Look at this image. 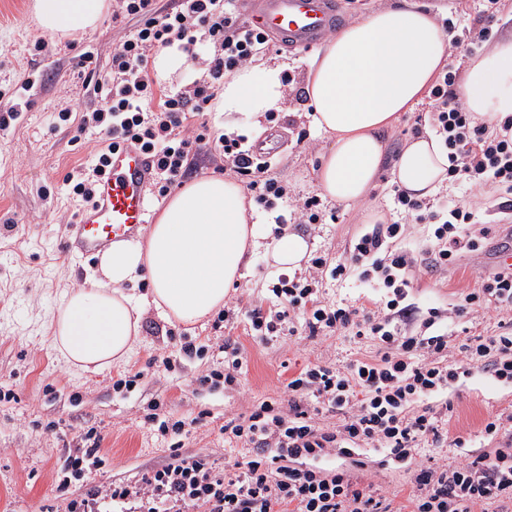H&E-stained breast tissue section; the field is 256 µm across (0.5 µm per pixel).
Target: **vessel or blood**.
<instances>
[{"mask_svg":"<svg viewBox=\"0 0 512 512\" xmlns=\"http://www.w3.org/2000/svg\"><path fill=\"white\" fill-rule=\"evenodd\" d=\"M249 21L288 43L310 50L320 46L342 20L336 0H241ZM155 177L147 156L132 145L112 152L94 201L76 215L61 245L66 254L89 257L113 243L135 237L148 222L147 189Z\"/></svg>","mask_w":512,"mask_h":512,"instance_id":"b4317fda","label":"vessel or blood"}]
</instances>
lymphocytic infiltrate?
Returning <instances> with one entry per match:
<instances>
[{"label":"lymphocytic infiltrate","instance_id":"f902f5d3","mask_svg":"<svg viewBox=\"0 0 512 512\" xmlns=\"http://www.w3.org/2000/svg\"><path fill=\"white\" fill-rule=\"evenodd\" d=\"M118 2L121 14L136 18L138 26L113 50L105 78L87 73L83 88L97 108L77 119L66 107L56 117L57 126L73 124L78 132L108 141L88 175L67 176L72 194L91 203L110 150L124 144L151 158L153 186L161 196L205 150L247 177L258 205L282 204L301 224L322 221L317 198L290 195L287 181L269 177L268 165L251 161L245 136L213 137L188 124L191 114L211 108L213 82L267 50L268 36L240 22L234 0H171L165 10L158 0ZM173 44L193 56L209 54L208 77L192 90L156 89L149 73L150 50ZM456 75L450 68L439 74L431 108L417 120L447 148L449 180L489 188L500 198L501 212H512V116L493 126L476 122L451 91ZM394 199L407 221L430 224L423 255L406 246L405 224H376L352 241L346 262L320 255L312 260L313 276L295 281L280 275L271 288V306L245 310L235 303L218 316L225 323L245 318L251 336L265 341L300 329L312 338L343 331L353 339L376 341L375 354L362 355L342 370L305 365L286 384L287 402L265 400L226 420L221 433L246 445L248 454L225 461L223 471H215L206 457L175 450L168 462L135 482L86 487L71 497L68 512H102L110 502L127 505V512H480L486 505L493 512H512V434L500 439L502 415L489 416L484 425L485 434L499 440L495 448L467 455L454 466L432 454L448 441L464 445L462 439H448L434 412L447 406L449 390L462 377L480 368L498 382H512V331L470 337L460 346L461 360L451 363V338L436 328L445 318L443 310L430 308L420 321L409 301L417 270L456 265L462 254L484 246L488 229L467 204L435 208L399 189ZM325 276L356 278L380 289L382 298L372 308L330 305L320 296ZM489 308L512 312L511 270L480 275L454 310L461 315ZM325 411L340 413V424L321 426L318 416ZM84 442L64 461L60 492L104 462L101 437L90 432ZM364 447L381 450L382 465L406 467L410 491L403 503L367 481L368 464L359 457ZM335 456L348 459V467H329Z\"/></svg>","mask_w":512,"mask_h":512}]
</instances>
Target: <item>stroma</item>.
<instances>
[{
    "label": "stroma",
    "mask_w": 512,
    "mask_h": 512,
    "mask_svg": "<svg viewBox=\"0 0 512 512\" xmlns=\"http://www.w3.org/2000/svg\"><path fill=\"white\" fill-rule=\"evenodd\" d=\"M436 21L455 28L488 27L489 43L512 35V0L492 22H485L483 0H418ZM30 0H0V93L17 103L20 117L0 128V512H65L66 496L57 489L62 477L61 458L78 448L87 432L103 438L105 464L81 484L107 485L136 480L147 469L168 461L172 443L184 455L206 456L223 469L230 451L220 431L225 419L251 404L284 399L285 373H296L309 363L340 367L357 353H373L365 339L354 342L343 335L314 338L282 337L264 343L247 336L243 324L215 326L205 320L185 326L162 320L154 309L142 315V332L131 359L97 372L70 369L60 360L49 340L50 323L65 291L81 286L96 269L97 259L74 257L59 248L66 227L81 202L69 191L68 174L88 166L104 147L99 135L78 134L75 126L55 128L62 108L83 100V79L76 66L86 52L98 59L99 72H107L113 49L136 28L134 20L109 8L93 30L68 39L46 35L31 15ZM46 39L43 52H34L36 40ZM266 59L282 63L291 83L284 102L272 119L259 127L235 126L238 134L255 141L271 129L283 133L286 144L273 161L270 176L288 179L291 195H318L316 173L330 140L320 134L308 116L306 85L310 52L274 43ZM30 78L39 85L25 93ZM429 102L400 115L383 134L385 163L368 197L352 206L331 199L323 204L334 216L319 224H294L291 232L309 242L311 251L330 261L345 259L351 242L369 225L398 221L393 208L392 170L404 146L413 139L417 114ZM489 251L463 256L447 272H425L410 300L419 314L429 308L452 309L476 278L490 271ZM264 253H257L230 297L264 302L275 283ZM499 316L481 313L452 315L448 330L454 345L449 360H457L459 343L466 336L497 332ZM191 339L202 351L192 358L179 352L182 339ZM244 348V365L237 389L212 390L198 386V376L223 370L225 339ZM135 378L131 389L115 388L118 379ZM11 400H4V393ZM164 403L166 418L183 420L189 427L179 440L161 436L145 423L151 399ZM449 438L463 437L473 452L489 447L483 428L489 415L512 412V387L490 375L473 371L449 394ZM204 416V425L195 417Z\"/></svg>",
    "instance_id": "35a3bbf8"
}]
</instances>
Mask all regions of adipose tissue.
Here are the masks:
<instances>
[{"mask_svg":"<svg viewBox=\"0 0 512 512\" xmlns=\"http://www.w3.org/2000/svg\"><path fill=\"white\" fill-rule=\"evenodd\" d=\"M30 9L43 30L70 37L96 28L107 0H31ZM449 40L428 11L403 0L351 23L310 61L311 122L331 141L317 173L323 196L346 205L365 199L385 161L382 132L427 95L448 60ZM281 74L272 63L225 77L217 111L258 122L283 100ZM459 95L477 121L512 115V36L471 61ZM447 179L448 153L429 133L409 142L393 168L396 185L419 199L437 194ZM249 210L244 188L227 176H204L173 194L144 239L113 244L86 286L63 296L50 326L63 361L94 371L126 361L144 307L184 325L222 308L260 247ZM309 248L301 235L282 234L270 252L273 270L301 269ZM143 278L148 296L125 292Z\"/></svg>","mask_w":512,"mask_h":512,"instance_id":"adipose-tissue-1","label":"adipose tissue"}]
</instances>
